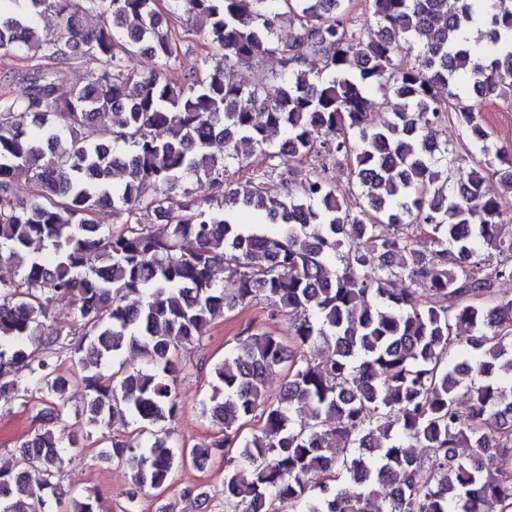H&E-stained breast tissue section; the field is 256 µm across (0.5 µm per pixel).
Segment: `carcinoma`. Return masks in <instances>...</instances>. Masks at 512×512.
Wrapping results in <instances>:
<instances>
[{
	"instance_id": "cac0c4a2",
	"label": "carcinoma",
	"mask_w": 512,
	"mask_h": 512,
	"mask_svg": "<svg viewBox=\"0 0 512 512\" xmlns=\"http://www.w3.org/2000/svg\"><path fill=\"white\" fill-rule=\"evenodd\" d=\"M455 3L365 0L375 28L363 29L350 0H0V59L34 61L0 94V264L10 269L0 276V374L12 375L0 398L65 423L69 380L55 372L67 355L89 421L136 425L104 456L129 466L136 486L159 489L185 460L218 453L234 512H371L382 485L378 512H484L489 502L512 512V473L498 465L512 455V296L496 288L512 280V145L491 137L479 107L512 98V0ZM49 12L57 27L43 34L37 18ZM477 16L484 27L470 42L462 33ZM176 18L205 44L188 70ZM134 52L162 70L131 74ZM265 57L283 68L275 83L238 81L237 68ZM76 60L93 70L62 96ZM374 94L399 100L382 127L369 123ZM102 114L114 117L107 141ZM451 121L477 147L453 183L454 152L436 137ZM285 146L295 162L321 159L294 191L276 184ZM257 151L267 163L226 191ZM339 159L363 199L355 209L328 176ZM190 176L195 192L183 187ZM493 177L503 193L485 192ZM101 207L112 223L95 221ZM144 209L166 218L164 233L138 222ZM250 210L277 231L240 224ZM63 299L87 344L49 323ZM256 299L270 319L291 320L289 334L238 340L201 403L224 433L175 446L159 423L178 410L181 350ZM30 344L44 358L32 361ZM128 346L144 366L105 374ZM280 368L272 399L264 382ZM297 405L307 419L293 417ZM416 446L429 449L428 466ZM80 451L64 428L19 443L16 467L0 469V512H67L61 465Z\"/></svg>"
}]
</instances>
